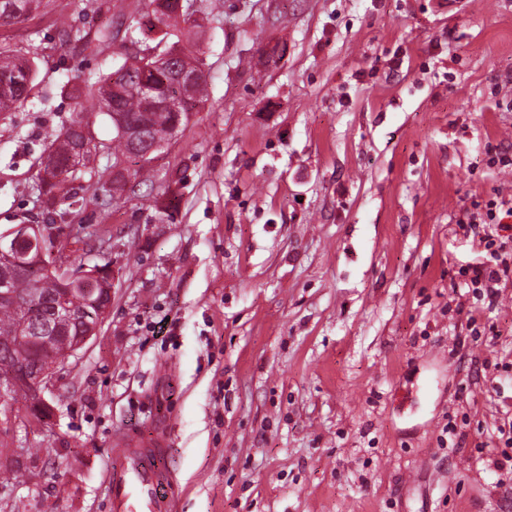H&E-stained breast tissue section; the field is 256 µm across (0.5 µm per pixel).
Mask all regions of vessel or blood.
<instances>
[{"label": "vessel or blood", "instance_id": "obj_1", "mask_svg": "<svg viewBox=\"0 0 512 512\" xmlns=\"http://www.w3.org/2000/svg\"><path fill=\"white\" fill-rule=\"evenodd\" d=\"M167 427L163 421L151 435L113 439L108 471L112 512H168Z\"/></svg>", "mask_w": 512, "mask_h": 512}]
</instances>
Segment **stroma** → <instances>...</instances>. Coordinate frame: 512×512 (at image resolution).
Segmentation results:
<instances>
[{
    "instance_id": "stroma-1",
    "label": "stroma",
    "mask_w": 512,
    "mask_h": 512,
    "mask_svg": "<svg viewBox=\"0 0 512 512\" xmlns=\"http://www.w3.org/2000/svg\"><path fill=\"white\" fill-rule=\"evenodd\" d=\"M209 99L140 195L67 223L110 238L112 303L45 424L0 423V512H111L118 432L170 424L173 512H512V278L461 271L459 225L512 197V0H221ZM144 0H49L0 42L36 51L0 112V231L46 224L32 177L68 120L63 82L104 60L62 23L110 29ZM97 241L79 265L99 262ZM415 471L405 483L406 471Z\"/></svg>"
}]
</instances>
